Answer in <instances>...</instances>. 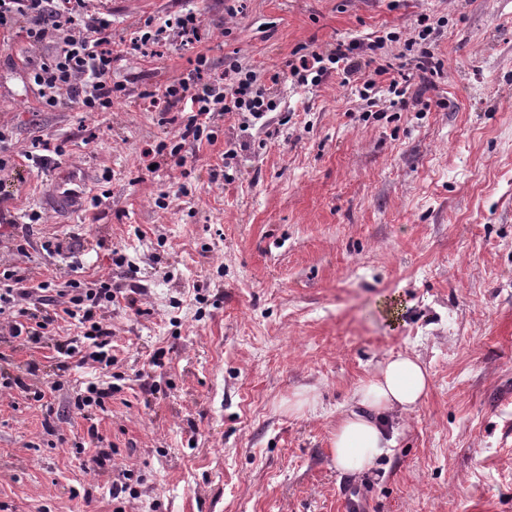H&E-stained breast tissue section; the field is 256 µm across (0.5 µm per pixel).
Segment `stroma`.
<instances>
[{"mask_svg":"<svg viewBox=\"0 0 512 512\" xmlns=\"http://www.w3.org/2000/svg\"><path fill=\"white\" fill-rule=\"evenodd\" d=\"M224 2L91 0L112 16L124 88L108 112L41 107L24 62L48 47L0 30L13 159L0 171L12 225L0 264L144 289L135 308L105 311L118 390L84 416L73 403L91 373L58 370L54 350L75 327L38 344L0 335V377L31 387H0V512H113L112 482L129 466L143 480L125 512H341L346 481L369 491V512H512V0H245L233 18ZM189 10L208 41L160 59L133 51L146 19ZM422 14L444 22V72L411 86L406 109L370 112L335 79L284 77L268 93L287 124L245 130L219 116L214 143L150 169L146 149L174 128L146 95L187 76L197 54L218 71L232 55L278 70L298 47L406 33ZM440 96L446 107L420 109ZM228 140L242 150L224 169ZM69 169L107 199L57 215L48 199ZM48 241L61 247L51 258ZM400 352L426 365V396L392 457L360 476L337 469L338 408ZM304 390L316 410L289 411ZM100 447L117 453L97 469Z\"/></svg>","mask_w":512,"mask_h":512,"instance_id":"stroma-1","label":"stroma"}]
</instances>
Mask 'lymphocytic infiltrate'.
Listing matches in <instances>:
<instances>
[{
    "label": "lymphocytic infiltrate",
    "mask_w": 512,
    "mask_h": 512,
    "mask_svg": "<svg viewBox=\"0 0 512 512\" xmlns=\"http://www.w3.org/2000/svg\"><path fill=\"white\" fill-rule=\"evenodd\" d=\"M22 25L29 42L53 46V53L28 69V81L37 92L41 106H68L81 112H105L122 92L110 79L112 71V21L91 10L88 0H0V29ZM145 31L135 42L143 56L154 46L172 41L191 44L200 39V17L188 12L162 25L145 20ZM439 27L429 16H419L405 38L410 53L406 63L394 65L381 50L384 37L351 35L337 40L328 51H293L287 61L293 84L305 87L337 78L341 86L353 87L367 106H377V79L389 76V90L404 99L407 89L418 78L441 75L444 62L434 50ZM197 68L186 78L150 93L151 106L163 107L176 125L174 142H159L154 156L165 165H183L182 148L188 143L212 139L211 124L222 114L241 116L245 123L269 125L278 108L259 83L252 68L230 60L213 81L200 80L206 67L205 55L196 58ZM121 288L101 283L83 287L72 279L64 288L53 289L51 282L32 283L29 273L14 265H0V315L6 316L12 337H25L37 343L50 327L73 321L79 335L57 341L55 349L63 355L60 369L68 359L77 367L94 364L113 366L112 325L101 313L103 303L118 304Z\"/></svg>",
    "instance_id": "lymphocytic-infiltrate-1"
}]
</instances>
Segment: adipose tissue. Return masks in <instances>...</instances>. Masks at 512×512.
I'll list each match as a JSON object with an SVG mask.
<instances>
[{"instance_id": "obj_1", "label": "adipose tissue", "mask_w": 512, "mask_h": 512, "mask_svg": "<svg viewBox=\"0 0 512 512\" xmlns=\"http://www.w3.org/2000/svg\"><path fill=\"white\" fill-rule=\"evenodd\" d=\"M429 373L407 353L379 363L342 407L332 434L337 468L360 474L397 448L401 423L414 412L426 392Z\"/></svg>"}]
</instances>
